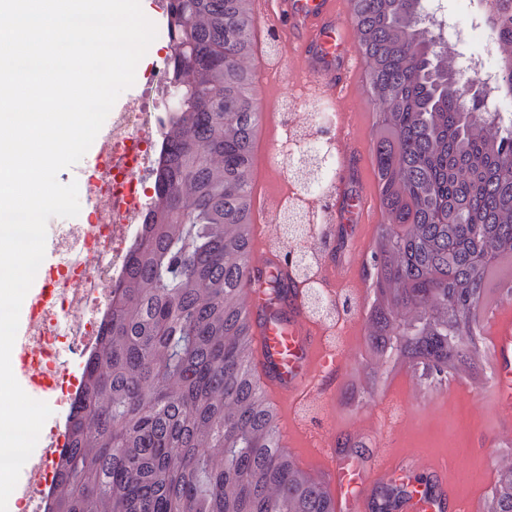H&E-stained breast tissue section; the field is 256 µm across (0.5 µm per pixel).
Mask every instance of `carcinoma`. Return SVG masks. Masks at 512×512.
<instances>
[{
    "label": "carcinoma",
    "mask_w": 512,
    "mask_h": 512,
    "mask_svg": "<svg viewBox=\"0 0 512 512\" xmlns=\"http://www.w3.org/2000/svg\"><path fill=\"white\" fill-rule=\"evenodd\" d=\"M482 2L512 99V0ZM423 13V0H351L382 218L354 372L368 396L396 368L427 394L493 382L484 320L512 302V126ZM166 18L181 106L162 124L154 195L84 365L48 512H335L252 373L253 0H167ZM307 152L318 195L326 160ZM300 242L285 258L306 269L319 240ZM492 465L483 512H512V460Z\"/></svg>",
    "instance_id": "1"
}]
</instances>
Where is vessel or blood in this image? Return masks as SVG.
<instances>
[{"instance_id":"b4317fda","label":"vessel or blood","mask_w":512,"mask_h":512,"mask_svg":"<svg viewBox=\"0 0 512 512\" xmlns=\"http://www.w3.org/2000/svg\"><path fill=\"white\" fill-rule=\"evenodd\" d=\"M254 4L262 20L261 37L275 35L279 45L274 57L259 51L257 67L263 76L298 71L305 77V95L313 100L329 101L355 90V52L348 42L336 39L351 26L349 0H254ZM350 128V120L339 119L341 154L353 176L359 163L351 146ZM275 141L271 133L256 150L257 171L264 183L269 182L276 165ZM263 202L265 210L253 247V284L248 290L258 380L276 406L289 410L282 424L284 446L300 449L307 469L331 495L338 512H369L386 481L408 472L411 463L407 456L389 457L381 449L362 459L339 443L336 432H311L304 409L317 411L321 419L334 420V399L347 373L346 363L326 336L323 321L312 312L302 280L280 262L276 225L287 197L267 190ZM379 222V211L367 194L337 196L321 227L329 244L318 252L315 263L327 298H334L340 288L361 295L363 272L350 250L362 246ZM275 276L285 284L279 301L268 300L258 286L259 281ZM486 338L495 376L491 401L495 407L512 409L511 303L499 305L488 322ZM428 471L427 485L405 496L400 512H477V501L459 498L447 460L434 461Z\"/></svg>"}]
</instances>
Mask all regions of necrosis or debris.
Listing matches in <instances>:
<instances>
[{"instance_id":"necrosis-or-debris-1","label":"necrosis or debris","mask_w":512,"mask_h":512,"mask_svg":"<svg viewBox=\"0 0 512 512\" xmlns=\"http://www.w3.org/2000/svg\"><path fill=\"white\" fill-rule=\"evenodd\" d=\"M169 91L167 63L162 60L134 101L112 108L102 136V160L86 183L94 221L58 225L53 238L56 253L79 274L63 280L54 300L37 311L15 340L30 377L59 389L60 404H71L74 397L66 383L68 371L58 363L60 352L78 337L99 335V324L88 314L109 297L124 272L128 243L151 201L149 184L158 169L161 140L160 100ZM58 454L53 431H41L14 491L19 512H45L50 466Z\"/></svg>"}]
</instances>
